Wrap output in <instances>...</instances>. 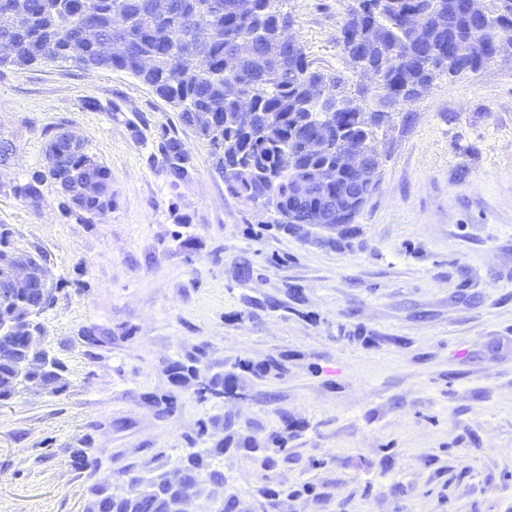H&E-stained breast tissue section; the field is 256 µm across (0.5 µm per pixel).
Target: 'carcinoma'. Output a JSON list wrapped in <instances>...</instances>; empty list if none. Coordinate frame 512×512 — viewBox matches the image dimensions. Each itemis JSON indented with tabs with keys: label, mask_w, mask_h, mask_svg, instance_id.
<instances>
[{
	"label": "carcinoma",
	"mask_w": 512,
	"mask_h": 512,
	"mask_svg": "<svg viewBox=\"0 0 512 512\" xmlns=\"http://www.w3.org/2000/svg\"><path fill=\"white\" fill-rule=\"evenodd\" d=\"M17 9L26 17L24 25L11 31L0 29V38L8 37L14 48L9 59L0 58V66L23 67L48 61L69 62L82 69L133 70L141 56L156 59L155 67L136 72L143 84L179 112L183 126L195 138L209 146L215 170L224 177L227 191L256 205H263V188L275 187L281 199L276 226L290 232L288 216L293 210L292 186L297 180L328 167V181L321 185L307 203V210L321 206L322 200L336 195L347 181L356 180L346 171L337 156L307 159L300 164L291 162L296 141L310 124L313 112L308 104L309 85L325 81L330 96L347 97L348 79L341 75L325 74L313 66L304 47L288 56L276 55L273 50L276 35L267 15L274 0H253L251 13L236 12L235 0H166L167 8L155 14L153 0H15ZM372 11L361 16L346 8L342 24L358 27L365 32L372 27L381 30L388 45L394 47L401 64L387 80L370 88L364 100L354 102L339 123V137L359 149L376 148V132L396 111L400 94L417 91L422 97L433 81L443 73L457 77L465 73L462 67L448 70L438 65L448 56V36L433 28L413 36L405 26L407 14L445 13L448 26L458 37L473 39L479 57L499 40L512 39V0H486L488 21L478 30L467 18L453 8L455 0H369ZM88 22L99 33L110 38L120 36L128 46L123 58H101L96 47L78 35L79 27ZM252 37L256 41L255 59L229 70L224 66L233 39ZM379 62L378 52L364 50L349 56L354 72L363 65ZM252 99L253 111L263 126L254 129L236 115L238 99ZM215 112L224 119V127L212 131L193 124L192 113ZM182 141L167 137L159 145L163 162L170 173L180 178L187 173L181 161ZM91 155L85 143L74 144L63 161L61 172L73 173L80 179L98 185L96 195L75 198L65 203L69 210L101 217L112 209L111 173L100 163H89ZM46 180L41 171L33 172L23 183L14 186V194L37 204L41 199L39 187ZM17 250L9 231H0V271L8 267ZM33 335L29 324L22 322L10 336H0V403L13 399L18 389L13 384V361L8 349L23 346ZM198 359L176 362L173 374L180 379L196 378L200 372ZM31 387L36 391L59 395L66 387L62 376L45 375ZM181 468L189 479H209L224 483V473L213 468L208 456L192 452ZM129 482L141 483L145 490L133 505L114 499L96 488L86 512H174L168 495L167 472L151 470L146 475H132Z\"/></svg>",
	"instance_id": "1"
}]
</instances>
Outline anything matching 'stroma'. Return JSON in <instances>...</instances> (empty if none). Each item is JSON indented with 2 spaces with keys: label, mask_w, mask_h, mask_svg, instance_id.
<instances>
[{
  "label": "stroma",
  "mask_w": 512,
  "mask_h": 512,
  "mask_svg": "<svg viewBox=\"0 0 512 512\" xmlns=\"http://www.w3.org/2000/svg\"><path fill=\"white\" fill-rule=\"evenodd\" d=\"M346 5L280 4L314 66L345 76ZM61 128L112 175L105 217L65 211L50 182L36 207L12 192ZM1 137L0 225L46 260L38 320L67 386L0 406V512H86L97 483L198 449L227 512H512L511 61L393 112L360 214L305 236L229 195L208 147L121 71L1 67ZM191 358L234 372L236 394L200 399L170 370ZM184 147L182 141L177 137H167L159 145L163 162L169 169L170 173L176 177L181 178L187 173L186 163L181 161L180 148Z\"/></svg>",
  "instance_id": "35a3bbf8"
}]
</instances>
